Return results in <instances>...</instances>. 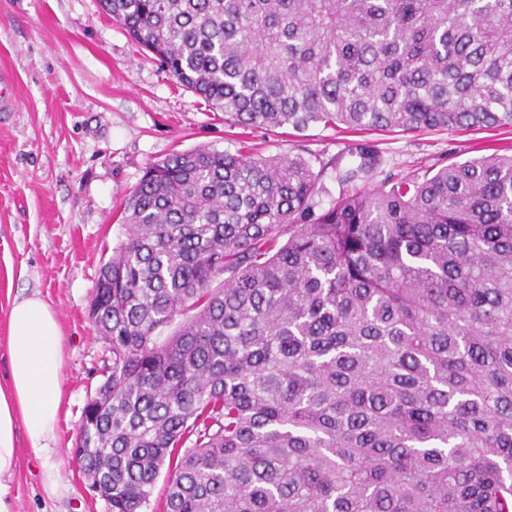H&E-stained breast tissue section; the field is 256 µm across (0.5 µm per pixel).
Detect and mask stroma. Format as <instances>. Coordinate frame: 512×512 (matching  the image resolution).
<instances>
[{"label": "stroma", "instance_id": "obj_1", "mask_svg": "<svg viewBox=\"0 0 512 512\" xmlns=\"http://www.w3.org/2000/svg\"><path fill=\"white\" fill-rule=\"evenodd\" d=\"M0 70L18 106L0 112V387L9 380V314L39 294L62 336L60 413L51 451L36 455L17 427L10 512H109L90 496L73 458L81 411L112 360L88 318L100 266L119 238L129 192L153 163L199 147H247L283 156L305 149L326 162L315 201L339 194L350 133L314 127L255 129L240 137L153 55L108 17L98 0H0ZM383 172L403 175L438 161L463 162L484 147L512 146V128L374 134Z\"/></svg>", "mask_w": 512, "mask_h": 512}]
</instances>
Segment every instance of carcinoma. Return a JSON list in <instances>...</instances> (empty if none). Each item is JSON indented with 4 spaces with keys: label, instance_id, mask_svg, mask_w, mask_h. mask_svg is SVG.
<instances>
[{
    "label": "carcinoma",
    "instance_id": "carcinoma-1",
    "mask_svg": "<svg viewBox=\"0 0 512 512\" xmlns=\"http://www.w3.org/2000/svg\"><path fill=\"white\" fill-rule=\"evenodd\" d=\"M242 129L512 127V0H101ZM200 147L99 269L110 512H512V154L403 176Z\"/></svg>",
    "mask_w": 512,
    "mask_h": 512
}]
</instances>
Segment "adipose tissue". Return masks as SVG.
Instances as JSON below:
<instances>
[{"mask_svg": "<svg viewBox=\"0 0 512 512\" xmlns=\"http://www.w3.org/2000/svg\"><path fill=\"white\" fill-rule=\"evenodd\" d=\"M8 389L0 388V479L16 461L14 433L23 424L35 453L49 449L58 420L62 336L50 306L38 295L15 301L9 314Z\"/></svg>", "mask_w": 512, "mask_h": 512, "instance_id": "ef3b65f1", "label": "adipose tissue"}]
</instances>
